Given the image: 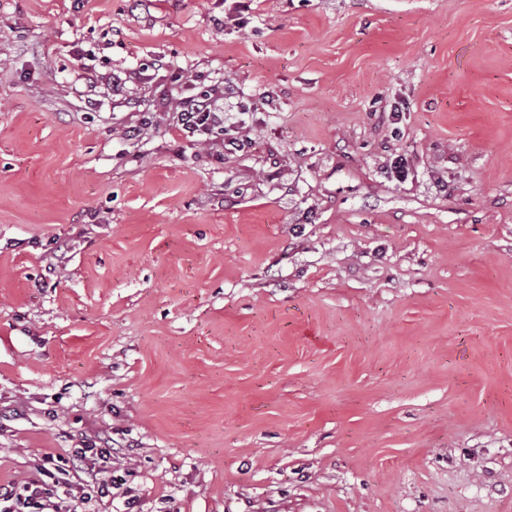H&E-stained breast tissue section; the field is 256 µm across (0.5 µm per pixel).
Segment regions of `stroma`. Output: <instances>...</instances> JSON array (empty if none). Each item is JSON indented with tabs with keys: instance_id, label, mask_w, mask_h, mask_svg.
I'll list each match as a JSON object with an SVG mask.
<instances>
[{
	"instance_id": "obj_1",
	"label": "stroma",
	"mask_w": 512,
	"mask_h": 512,
	"mask_svg": "<svg viewBox=\"0 0 512 512\" xmlns=\"http://www.w3.org/2000/svg\"><path fill=\"white\" fill-rule=\"evenodd\" d=\"M233 7L0 0V482L512 512V0ZM193 79L243 149L175 134ZM75 456L80 462V467L88 474V480H85L81 489V494L77 497L74 490L70 489V495L73 500L86 504L93 498L112 497L115 493L112 490L123 489V493H128V488L124 487L125 480L121 476H115L116 471L108 466L111 459V449L109 448H75Z\"/></svg>"
}]
</instances>
